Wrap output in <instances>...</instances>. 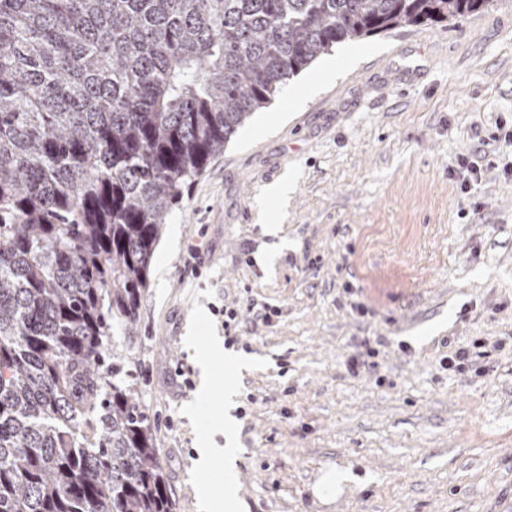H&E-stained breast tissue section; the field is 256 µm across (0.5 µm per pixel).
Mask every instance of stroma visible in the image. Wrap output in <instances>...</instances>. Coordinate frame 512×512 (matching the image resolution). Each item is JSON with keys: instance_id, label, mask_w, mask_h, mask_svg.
Masks as SVG:
<instances>
[{"instance_id": "obj_1", "label": "stroma", "mask_w": 512, "mask_h": 512, "mask_svg": "<svg viewBox=\"0 0 512 512\" xmlns=\"http://www.w3.org/2000/svg\"><path fill=\"white\" fill-rule=\"evenodd\" d=\"M512 0L349 41L254 112L168 216L132 335L174 512H502L512 501ZM480 170L463 181L464 163ZM292 180L283 198L270 188ZM278 236L265 233L267 224ZM238 312L225 326L223 305ZM277 309L271 324L252 310ZM213 353L210 395L197 361ZM491 342L463 371L451 348ZM505 342L496 350L495 342ZM375 350L377 369H351ZM248 365L227 373L225 353ZM236 395L224 403L226 378ZM330 468L353 480L323 501ZM232 420L224 418V449L202 448L199 449L196 465L198 469L209 471L216 464L222 463V450H224V479L213 489V492L205 497L201 509L205 512H238L241 504L236 495V479L234 462L238 448H234Z\"/></svg>"}]
</instances>
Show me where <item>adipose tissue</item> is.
<instances>
[{
    "instance_id": "adipose-tissue-1",
    "label": "adipose tissue",
    "mask_w": 512,
    "mask_h": 512,
    "mask_svg": "<svg viewBox=\"0 0 512 512\" xmlns=\"http://www.w3.org/2000/svg\"><path fill=\"white\" fill-rule=\"evenodd\" d=\"M233 425H224V448H203L196 462L198 469L208 471L216 464H223L224 478L201 504L203 512H239L241 504L236 495L234 462L237 450L233 446Z\"/></svg>"
}]
</instances>
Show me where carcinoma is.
<instances>
[{
  "label": "carcinoma",
  "mask_w": 512,
  "mask_h": 512,
  "mask_svg": "<svg viewBox=\"0 0 512 512\" xmlns=\"http://www.w3.org/2000/svg\"><path fill=\"white\" fill-rule=\"evenodd\" d=\"M491 5L0 0V512H173L111 347L169 213L337 44Z\"/></svg>",
  "instance_id": "carcinoma-1"
}]
</instances>
